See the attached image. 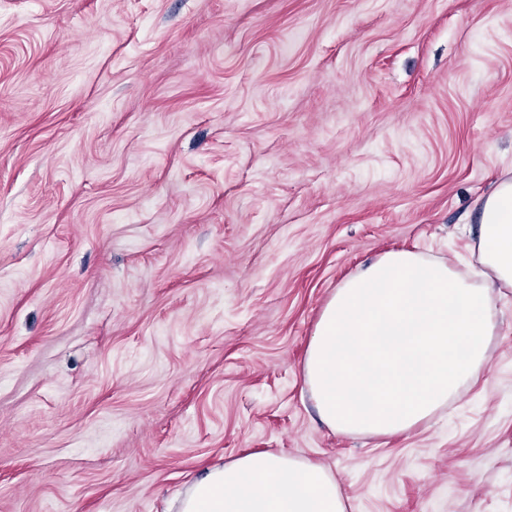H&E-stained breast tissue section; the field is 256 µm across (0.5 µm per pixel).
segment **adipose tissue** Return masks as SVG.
Returning <instances> with one entry per match:
<instances>
[{
  "instance_id": "1",
  "label": "adipose tissue",
  "mask_w": 512,
  "mask_h": 512,
  "mask_svg": "<svg viewBox=\"0 0 512 512\" xmlns=\"http://www.w3.org/2000/svg\"><path fill=\"white\" fill-rule=\"evenodd\" d=\"M467 274L410 250L345 280L308 341L304 378L321 421L345 434L396 436L428 423L489 364L495 291L512 288V186L480 211ZM326 467L251 452L195 479L181 512H346Z\"/></svg>"
}]
</instances>
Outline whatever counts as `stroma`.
<instances>
[{"label": "stroma", "mask_w": 512, "mask_h": 512, "mask_svg": "<svg viewBox=\"0 0 512 512\" xmlns=\"http://www.w3.org/2000/svg\"><path fill=\"white\" fill-rule=\"evenodd\" d=\"M505 175L512 0H0V512H175L264 450L348 512H512V288L410 434L302 376L377 257L468 270Z\"/></svg>", "instance_id": "1"}]
</instances>
